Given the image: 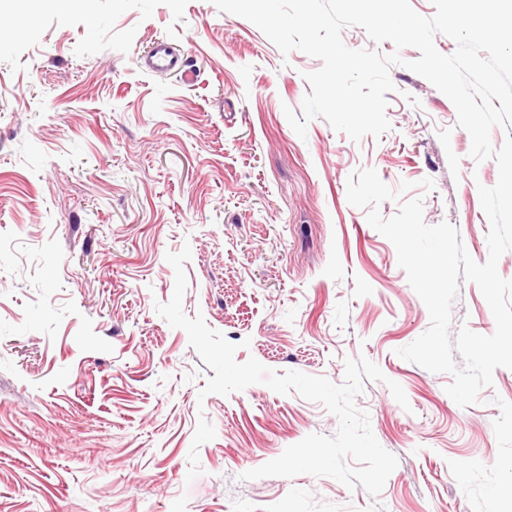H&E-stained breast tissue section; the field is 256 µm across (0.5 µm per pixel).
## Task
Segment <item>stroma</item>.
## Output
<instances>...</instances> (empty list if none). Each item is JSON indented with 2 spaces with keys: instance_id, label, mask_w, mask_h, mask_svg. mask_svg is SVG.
I'll list each match as a JSON object with an SVG mask.
<instances>
[{
  "instance_id": "1",
  "label": "stroma",
  "mask_w": 512,
  "mask_h": 512,
  "mask_svg": "<svg viewBox=\"0 0 512 512\" xmlns=\"http://www.w3.org/2000/svg\"><path fill=\"white\" fill-rule=\"evenodd\" d=\"M158 41L193 83L140 68ZM401 56L388 132L355 142L317 118L302 138L284 110L319 60L211 0H0V512H512V369L461 407L450 375L397 356L429 313L347 200L362 168L431 180L425 223L488 258L478 188L497 164L470 157L452 102L405 68L418 51ZM186 245L183 311L237 361L336 384L346 359L381 369L355 401L398 459L379 497L306 474L242 480L338 422L263 384L200 397L212 370L154 309ZM464 323L495 330L470 282L452 307Z\"/></svg>"
}]
</instances>
